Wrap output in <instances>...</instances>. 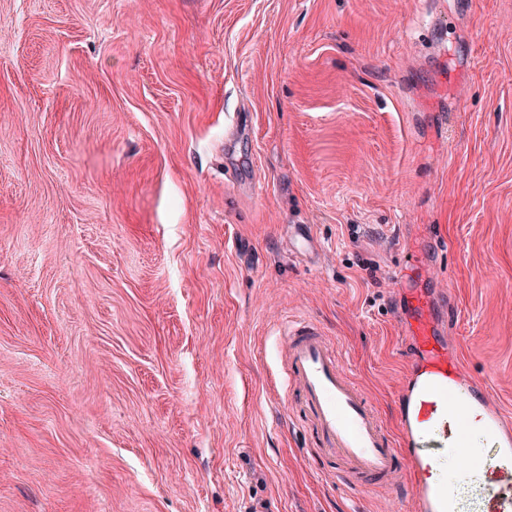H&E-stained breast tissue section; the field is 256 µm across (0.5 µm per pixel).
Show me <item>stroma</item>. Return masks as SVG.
<instances>
[{"instance_id":"35a3bbf8","label":"stroma","mask_w":512,"mask_h":512,"mask_svg":"<svg viewBox=\"0 0 512 512\" xmlns=\"http://www.w3.org/2000/svg\"><path fill=\"white\" fill-rule=\"evenodd\" d=\"M416 247L512 413V0H0V512L408 500L337 483L278 335L397 430Z\"/></svg>"}]
</instances>
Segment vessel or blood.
<instances>
[{
  "mask_svg": "<svg viewBox=\"0 0 512 512\" xmlns=\"http://www.w3.org/2000/svg\"><path fill=\"white\" fill-rule=\"evenodd\" d=\"M406 286L404 332L412 351L405 376L400 436H392L342 363L337 344L311 319L289 320L281 338L286 387L297 391L302 418L320 451L351 491L400 481L411 489L414 512H457L446 483L432 479L439 459L454 453L466 469L492 471L484 481L480 512H512V422L494 404L483 380L466 375L448 350L438 300L429 289ZM481 413L488 450L470 447L469 409Z\"/></svg>",
  "mask_w": 512,
  "mask_h": 512,
  "instance_id": "b4317fda",
  "label": "vessel or blood"
}]
</instances>
